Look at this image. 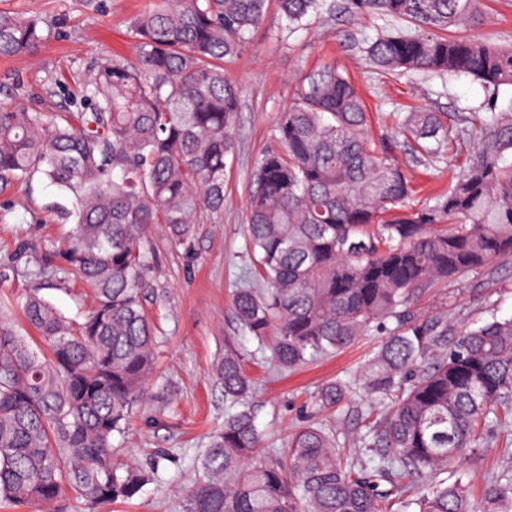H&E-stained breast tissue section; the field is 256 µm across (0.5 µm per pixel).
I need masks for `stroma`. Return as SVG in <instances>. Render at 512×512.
Masks as SVG:
<instances>
[{
    "instance_id": "1",
    "label": "stroma",
    "mask_w": 512,
    "mask_h": 512,
    "mask_svg": "<svg viewBox=\"0 0 512 512\" xmlns=\"http://www.w3.org/2000/svg\"><path fill=\"white\" fill-rule=\"evenodd\" d=\"M150 0H105L102 11L84 0H0V9L39 16L47 25L63 21L31 56L0 57V87L12 76L24 82L17 100L47 112L58 111L77 92V80L96 57L118 52L133 56L129 34L132 18ZM403 22L387 17L354 20L321 8L299 30H289L277 11L253 33L246 51L225 61L224 70L240 92L236 148L224 175V209L204 213L190 244L169 242L164 225L150 228L154 248L152 310L158 317L157 368L150 399L139 406L123 434L112 445L119 459L158 471L140 494L113 505L112 512H184L183 489L197 472V461L209 436L224 422V389L215 368L225 343H234L247 375L255 383L251 400L262 451L283 448L288 435L301 426L316 425L337 433L347 449L358 447L365 434L363 414L354 400L338 411H321L316 403L327 382L353 376L380 343L364 336L354 345L283 373L259 350L256 341L235 320L232 298L237 289L257 287L251 254L246 247L248 199L262 154L274 147L275 127L292 100L299 79L332 64L349 75L362 92L370 112L372 138L394 132L407 112L424 107L454 116L480 111L486 93L471 77H439L412 72L399 77L370 67L363 49L379 35L402 30ZM454 35L478 36L495 45L512 43V0H481L476 23L462 25ZM61 73L66 82L53 93L43 87L47 74ZM57 189L34 177L23 193L0 195V306L21 335H29L19 306L33 288L25 261L12 257L20 241L41 243L62 237L67 225L47 212L58 201ZM42 296L68 319L81 321L93 306V294L69 278L45 288ZM413 307L430 316H446L470 324L497 315L512 316V261L441 280L422 289ZM481 497L492 477L512 470V418L491 434L475 454L459 465Z\"/></svg>"
}]
</instances>
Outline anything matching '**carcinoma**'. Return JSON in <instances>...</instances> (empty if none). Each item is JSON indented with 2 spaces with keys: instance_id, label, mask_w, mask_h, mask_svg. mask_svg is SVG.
Listing matches in <instances>:
<instances>
[{
  "instance_id": "cac0c4a2",
  "label": "carcinoma",
  "mask_w": 512,
  "mask_h": 512,
  "mask_svg": "<svg viewBox=\"0 0 512 512\" xmlns=\"http://www.w3.org/2000/svg\"><path fill=\"white\" fill-rule=\"evenodd\" d=\"M295 29L323 0H152L130 23L136 61L97 59L59 112L0 102V195L40 175L64 192L48 210L68 235L35 255L49 285L79 278L95 306L73 323L39 295L23 304L49 342L41 356L0 320V502L7 508L72 498L89 512L134 498L150 480L118 461L112 438L149 399L155 369L152 224L189 244L203 212L224 210L239 90L224 59L240 56L271 6ZM354 19L388 16L410 30L364 47L385 73L468 75L488 93L485 112L408 114L400 136L368 138V112L334 66L298 81L260 159L249 198L248 249L267 288H240V326L281 371L371 333L376 352L350 380L324 385L334 409L354 394L383 409L363 438L367 462L341 458L337 439L301 427L288 447L259 455L253 383L241 354L224 351L216 375L229 413L185 490L187 512H512V473L471 498L466 475L438 479L481 446L498 411L512 412V318L453 330L412 310L440 279L512 259V47L448 30L477 0H342ZM54 34L41 18L0 10V57H23ZM477 142L434 203L409 206L397 153L442 157L454 124Z\"/></svg>"
}]
</instances>
